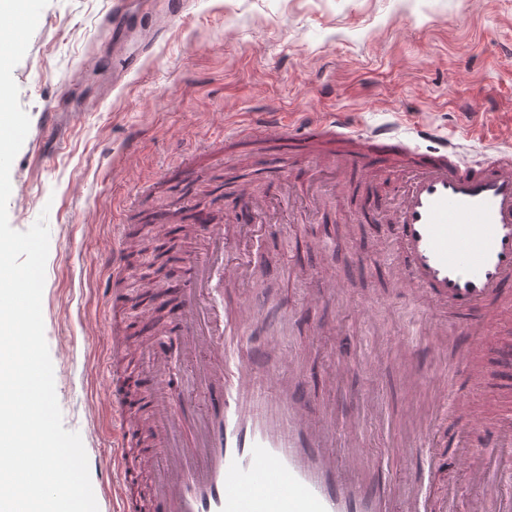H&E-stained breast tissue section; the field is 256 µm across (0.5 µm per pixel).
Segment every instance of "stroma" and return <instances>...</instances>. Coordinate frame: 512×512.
Masks as SVG:
<instances>
[{
    "mask_svg": "<svg viewBox=\"0 0 512 512\" xmlns=\"http://www.w3.org/2000/svg\"><path fill=\"white\" fill-rule=\"evenodd\" d=\"M112 0H50L13 76L31 125L58 100H91L63 149L29 133L11 168L7 205L15 230L47 213L50 230L42 312L65 429L88 452L92 483L110 475L111 377L105 327L110 314L104 263L113 227L131 225L168 200H193L196 183L168 180L167 191L137 196L142 178L189 154L212 190L213 212L240 222V192L278 195L290 174L296 190L320 181L322 212L246 248L252 279L225 289L228 307L254 308L276 343L255 361L270 389L300 381L308 415L334 422V453L347 461L362 447L374 485L453 491L455 512H497L473 484L455 449L430 469L427 450L404 445L414 407L429 423L477 445L512 418V364L498 349L512 340V298L499 302L494 334L467 340L449 322L448 342L424 335L431 313L400 285L392 244L377 224L360 223L352 200L367 188L389 191L395 173L325 179L335 155L310 165L279 158L262 137L228 132L271 117L296 130L302 118L337 116L356 130L426 124L461 141L479 159L512 137V0H191L143 73L108 90L107 77L68 85L80 64L112 56L104 19ZM209 142L211 160L197 147Z\"/></svg>",
    "mask_w": 512,
    "mask_h": 512,
    "instance_id": "35a3bbf8",
    "label": "stroma"
}]
</instances>
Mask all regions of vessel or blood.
<instances>
[{
	"label": "vessel or blood",
	"instance_id": "vessel-or-blood-1",
	"mask_svg": "<svg viewBox=\"0 0 512 512\" xmlns=\"http://www.w3.org/2000/svg\"><path fill=\"white\" fill-rule=\"evenodd\" d=\"M149 14L130 13L125 0H113L106 24L126 37ZM413 137L373 128L351 135L346 123L315 120L292 133L278 124L247 125L238 137L262 134L295 160L309 157L317 138L349 143L342 165L365 175L401 164L388 198H372L358 209L367 224H390L397 246L396 270L405 287L421 292L435 312L462 318L465 329L479 330L490 306L512 289V148L492 145L476 161L465 160L461 143L442 139L438 147L416 151ZM189 279L178 293L179 316L152 342L157 371L154 388L137 397L125 371L111 377L112 478L95 496L112 512H388L383 494H356L351 485L357 465H337L328 451L331 421L313 424L300 415L293 381L280 383L268 398L255 383L253 346L241 329L256 323L254 312L224 310V288L245 272L230 262L231 240L253 241L273 234L272 224H238L231 230L209 224ZM195 356L197 394H190L166 368L171 353ZM144 406L151 429L166 452L152 463L154 480L146 503L131 491L142 465L130 450L140 428L130 416ZM512 449V422L493 428L480 452L463 450L470 476L489 492L497 486L485 459Z\"/></svg>",
	"mask_w": 512,
	"mask_h": 512
}]
</instances>
